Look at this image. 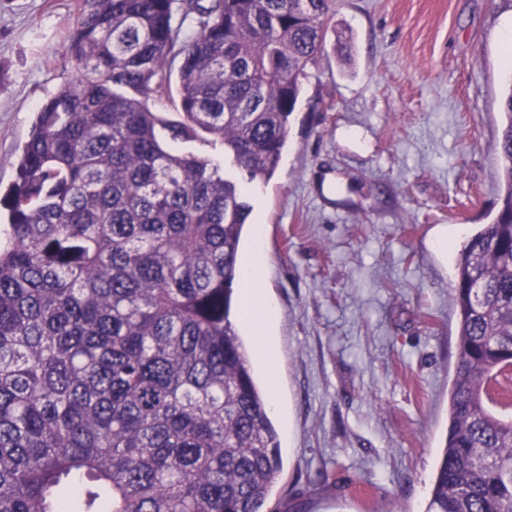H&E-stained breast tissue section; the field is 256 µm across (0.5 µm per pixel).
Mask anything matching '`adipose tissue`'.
Here are the masks:
<instances>
[{
	"instance_id": "obj_1",
	"label": "adipose tissue",
	"mask_w": 512,
	"mask_h": 512,
	"mask_svg": "<svg viewBox=\"0 0 512 512\" xmlns=\"http://www.w3.org/2000/svg\"><path fill=\"white\" fill-rule=\"evenodd\" d=\"M266 267L263 238H255L253 247L243 263L244 301L248 308L247 322L254 334L255 347L261 355H268V328L277 316V310L256 283Z\"/></svg>"
}]
</instances>
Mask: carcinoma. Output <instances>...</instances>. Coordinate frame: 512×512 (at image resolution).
I'll return each mask as SVG.
<instances>
[{"label": "carcinoma", "mask_w": 512, "mask_h": 512, "mask_svg": "<svg viewBox=\"0 0 512 512\" xmlns=\"http://www.w3.org/2000/svg\"><path fill=\"white\" fill-rule=\"evenodd\" d=\"M336 0H96L0 194V512H264L279 436L240 332L245 183L269 179ZM191 34L183 33L186 20ZM179 119L153 108L172 86ZM504 190L456 259L457 361L425 512H512ZM209 137L246 182L186 148Z\"/></svg>", "instance_id": "carcinoma-1"}]
</instances>
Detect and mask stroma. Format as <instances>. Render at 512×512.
Returning a JSON list of instances; mask_svg holds the SVG:
<instances>
[{"label": "stroma", "mask_w": 512, "mask_h": 512, "mask_svg": "<svg viewBox=\"0 0 512 512\" xmlns=\"http://www.w3.org/2000/svg\"><path fill=\"white\" fill-rule=\"evenodd\" d=\"M95 0H0V186ZM274 175L248 189L288 416L270 512H424L456 363L455 258L494 217L512 0H336ZM448 229V251L429 242Z\"/></svg>", "instance_id": "obj_1"}]
</instances>
